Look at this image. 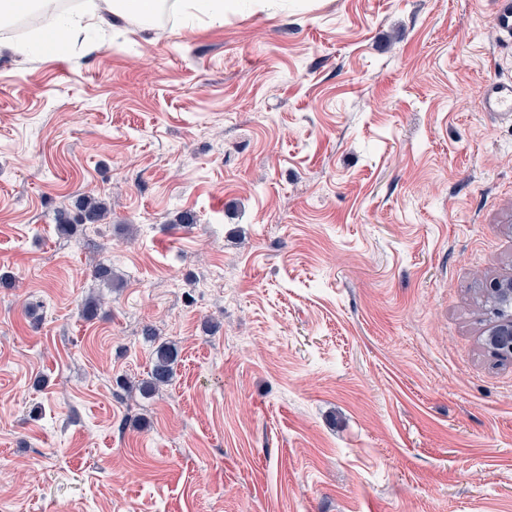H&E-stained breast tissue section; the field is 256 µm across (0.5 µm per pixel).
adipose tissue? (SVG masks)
<instances>
[{
	"mask_svg": "<svg viewBox=\"0 0 512 512\" xmlns=\"http://www.w3.org/2000/svg\"><path fill=\"white\" fill-rule=\"evenodd\" d=\"M57 2L58 0H0V21H12L36 11L40 12L47 21L41 40L53 43L67 40L85 22L100 16L99 0H83L79 11L65 13L59 12Z\"/></svg>",
	"mask_w": 512,
	"mask_h": 512,
	"instance_id": "ef3b65f1",
	"label": "adipose tissue"
}]
</instances>
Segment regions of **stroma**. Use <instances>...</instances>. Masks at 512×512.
Wrapping results in <instances>:
<instances>
[{
  "instance_id": "stroma-1",
  "label": "stroma",
  "mask_w": 512,
  "mask_h": 512,
  "mask_svg": "<svg viewBox=\"0 0 512 512\" xmlns=\"http://www.w3.org/2000/svg\"><path fill=\"white\" fill-rule=\"evenodd\" d=\"M495 2L239 0L0 53V512H512ZM85 193L106 219L58 235ZM234 0H175L171 4H178V8L190 17H199L210 22L224 20V12L233 7ZM485 112H494L502 117H512V82H495L486 85L482 91ZM154 355L149 379L141 384L142 392L145 394L158 392L169 385L173 378L178 350L173 344L160 343L156 346Z\"/></svg>"
}]
</instances>
